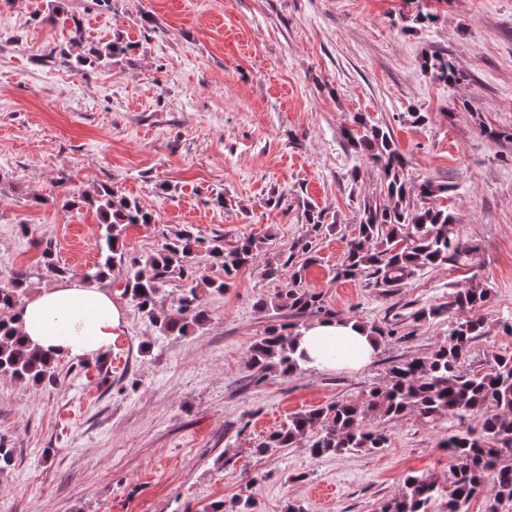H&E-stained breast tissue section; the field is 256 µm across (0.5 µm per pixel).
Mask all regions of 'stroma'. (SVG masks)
Here are the masks:
<instances>
[{"label": "stroma", "mask_w": 512, "mask_h": 512, "mask_svg": "<svg viewBox=\"0 0 512 512\" xmlns=\"http://www.w3.org/2000/svg\"><path fill=\"white\" fill-rule=\"evenodd\" d=\"M48 2L0 0V280L28 269L29 291L49 286L35 273L47 244L67 279L83 280L101 259L98 216L63 199L101 184L158 217L128 226L130 254L185 224L228 250L248 237L264 246L231 288L204 291L209 320L194 335L156 339L115 275L99 286L125 323L103 360L59 359L51 387L0 375V441L14 450L0 512H199L251 479L256 512L293 501L304 512H382L405 474H449L444 424L415 413L371 416L388 438L375 452L255 449L291 415L362 402L393 365L425 356L460 314H412L457 289L489 291L467 367L512 354V0H426L435 21L409 31L405 0H66L84 42L120 30L137 43L130 59L85 70L48 57L71 38L70 25L44 22ZM435 50L460 82L422 70ZM357 115L389 128L408 178L451 185L467 265L419 268L389 286L337 279L360 205L383 198L378 171L343 136ZM308 203L332 222L316 236ZM308 236L307 287L338 317L398 334L358 370L258 374L252 346L288 320L258 302L291 287L288 257Z\"/></svg>", "instance_id": "stroma-1"}]
</instances>
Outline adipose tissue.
I'll return each instance as SVG.
<instances>
[{"label": "adipose tissue", "instance_id": "1", "mask_svg": "<svg viewBox=\"0 0 512 512\" xmlns=\"http://www.w3.org/2000/svg\"><path fill=\"white\" fill-rule=\"evenodd\" d=\"M108 292L65 280L33 292L15 317L23 341L48 356L92 360L108 350L123 323ZM301 365L318 370L359 367L378 344L357 320L312 323L296 342Z\"/></svg>", "mask_w": 512, "mask_h": 512}]
</instances>
